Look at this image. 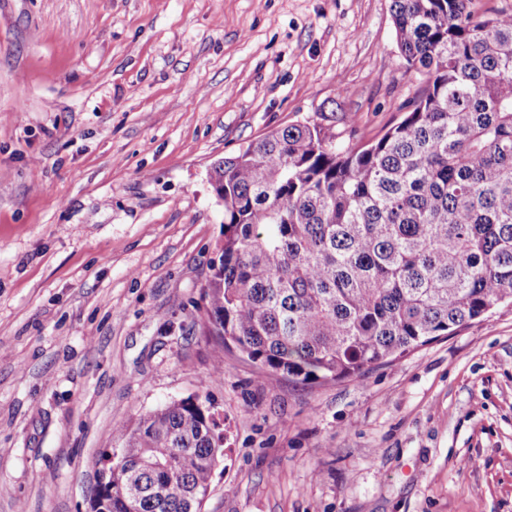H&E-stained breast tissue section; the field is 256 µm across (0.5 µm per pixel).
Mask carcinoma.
<instances>
[{"label":"carcinoma","instance_id":"obj_1","mask_svg":"<svg viewBox=\"0 0 512 512\" xmlns=\"http://www.w3.org/2000/svg\"><path fill=\"white\" fill-rule=\"evenodd\" d=\"M392 0L423 78L361 148L276 129L212 167L224 242L204 286L217 354L302 383L360 377L512 304V13ZM188 397L118 425L112 512H198L222 437Z\"/></svg>","mask_w":512,"mask_h":512}]
</instances>
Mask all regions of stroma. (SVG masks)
Returning <instances> with one entry per match:
<instances>
[{
    "label": "stroma",
    "mask_w": 512,
    "mask_h": 512,
    "mask_svg": "<svg viewBox=\"0 0 512 512\" xmlns=\"http://www.w3.org/2000/svg\"><path fill=\"white\" fill-rule=\"evenodd\" d=\"M419 88L391 0H0V512H90L114 427L190 396L201 512H512V305L311 385L205 323L213 164L372 143Z\"/></svg>",
    "instance_id": "1"
}]
</instances>
